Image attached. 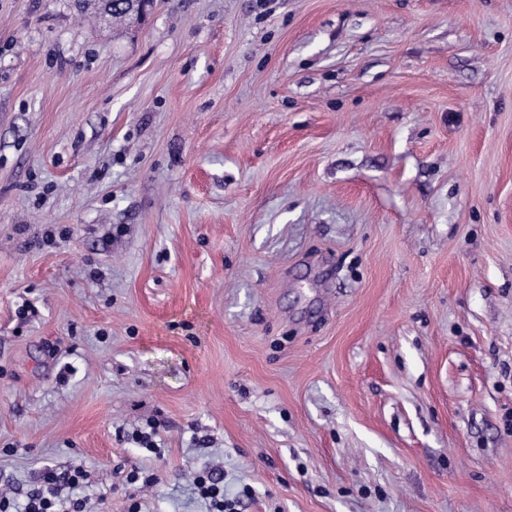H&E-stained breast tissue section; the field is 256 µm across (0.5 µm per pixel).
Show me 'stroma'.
<instances>
[{
  "label": "stroma",
  "instance_id": "stroma-1",
  "mask_svg": "<svg viewBox=\"0 0 512 512\" xmlns=\"http://www.w3.org/2000/svg\"><path fill=\"white\" fill-rule=\"evenodd\" d=\"M49 466L512 512V0H0V489Z\"/></svg>",
  "mask_w": 512,
  "mask_h": 512
}]
</instances>
